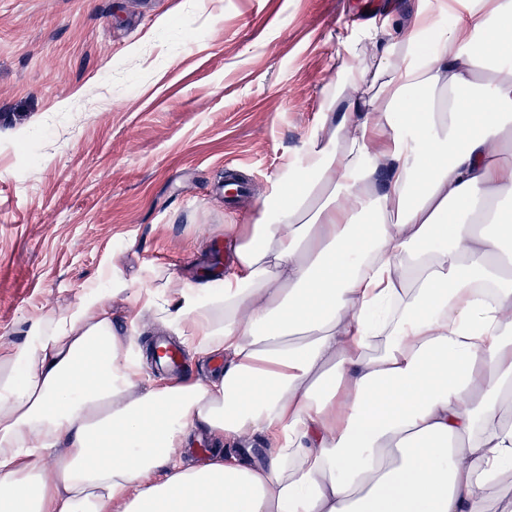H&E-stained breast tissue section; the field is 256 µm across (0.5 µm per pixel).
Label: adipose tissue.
Masks as SVG:
<instances>
[{
    "instance_id": "1",
    "label": "adipose tissue",
    "mask_w": 512,
    "mask_h": 512,
    "mask_svg": "<svg viewBox=\"0 0 512 512\" xmlns=\"http://www.w3.org/2000/svg\"><path fill=\"white\" fill-rule=\"evenodd\" d=\"M373 33L224 285L146 291L207 380L142 384L105 298L0 348V512H489L512 470V0ZM265 462L187 464L191 431Z\"/></svg>"
}]
</instances>
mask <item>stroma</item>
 <instances>
[{
    "label": "stroma",
    "mask_w": 512,
    "mask_h": 512,
    "mask_svg": "<svg viewBox=\"0 0 512 512\" xmlns=\"http://www.w3.org/2000/svg\"><path fill=\"white\" fill-rule=\"evenodd\" d=\"M416 4L0 0V346L97 292L143 355L167 330L131 327L134 290L223 285L225 225L299 162L374 23ZM229 159L252 186L232 209Z\"/></svg>",
    "instance_id": "obj_1"
}]
</instances>
